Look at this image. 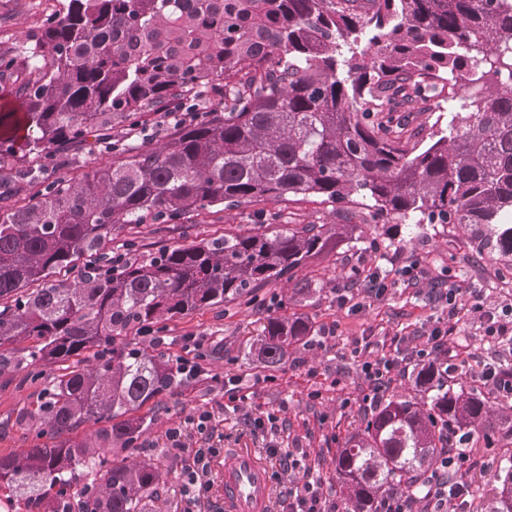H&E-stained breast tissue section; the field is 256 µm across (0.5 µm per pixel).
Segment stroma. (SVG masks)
I'll list each match as a JSON object with an SVG mask.
<instances>
[{
	"label": "stroma",
	"instance_id": "1",
	"mask_svg": "<svg viewBox=\"0 0 512 512\" xmlns=\"http://www.w3.org/2000/svg\"><path fill=\"white\" fill-rule=\"evenodd\" d=\"M63 0H0V15L8 21L0 25V48L22 44L27 34L36 31L46 12L61 8ZM288 216L297 224H333L337 218L328 204L318 198H295L278 203L257 202L235 209L212 208L186 214L181 224L146 222L139 228L115 232L112 250H120L127 241H135L139 254L147 255L164 246L182 244V225L192 228L197 239H208L227 231H240L256 224L273 223L276 215ZM474 251L467 231L457 224L441 227L423 224L413 234L403 225L381 224L375 234L358 243H346L337 253L310 263L308 277L322 282L320 294L309 302L293 299L288 287L263 289L257 301L207 308L172 320L161 329L164 351L185 357L201 366L205 378L182 387L177 392L150 402L142 409L151 420L143 437L144 452L124 451L123 459L157 461L168 474V482L148 505L149 512H183L185 503L178 477L192 462V449L215 448L219 454L210 461L206 479L208 489L201 496L195 512H224V457L241 448L252 449L273 477V502L287 498L296 486L290 474L280 471L278 461L269 454L273 448L304 449L312 464L319 468L323 489L328 495H341L336 473V450L345 439L362 429L359 403L367 382L351 356L355 338L371 337L376 356L392 354L402 348L405 357H415L422 348L423 336L441 315L425 296L436 280L446 278L459 287L477 288L484 294L487 310L512 306V279H503L501 263L491 256L466 263ZM417 262L426 271L419 290L396 288L386 299L375 301L354 314L336 302V290L342 287V274L354 267L379 275ZM304 313L318 327H332L336 335L322 347H293L282 367L265 372L246 360L239 348L257 336L270 317L289 318ZM203 340L202 347H192L190 337ZM467 346L470 358L460 370L465 389H474L496 402L498 395L481 379V366L490 360L512 363V344L491 348L482 336L481 319L473 317L460 325L448 342L449 348ZM38 383L24 381L22 374L0 375V456L35 443L41 425L18 422L20 407L36 398L42 385L59 375L58 366H46ZM238 381V390L246 399L232 404L224 393L226 379ZM281 410L285 423L278 434L253 429L248 413ZM206 411L210 421L206 432H198L193 417ZM181 425L186 450L180 456L169 455L167 430ZM512 455V441L500 439L490 447L476 450L485 471L467 498L466 512H479L480 504L495 485L502 459Z\"/></svg>",
	"mask_w": 512,
	"mask_h": 512
}]
</instances>
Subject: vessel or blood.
Here are the masks:
<instances>
[{
  "instance_id": "1",
  "label": "vessel or blood",
  "mask_w": 512,
  "mask_h": 512,
  "mask_svg": "<svg viewBox=\"0 0 512 512\" xmlns=\"http://www.w3.org/2000/svg\"><path fill=\"white\" fill-rule=\"evenodd\" d=\"M271 481L267 468L248 452L224 460L225 512H267Z\"/></svg>"
}]
</instances>
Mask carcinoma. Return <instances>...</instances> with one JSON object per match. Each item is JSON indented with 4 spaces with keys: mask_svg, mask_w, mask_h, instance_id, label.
Listing matches in <instances>:
<instances>
[{
    "mask_svg": "<svg viewBox=\"0 0 512 512\" xmlns=\"http://www.w3.org/2000/svg\"><path fill=\"white\" fill-rule=\"evenodd\" d=\"M26 43L0 51L35 132L28 167L0 138V373H65L19 415L55 444L0 457V512H73L81 478L79 512H145L161 468L109 454L141 448L139 411L189 377L128 335L283 281L305 301L321 284L301 272L366 233L258 224L138 258L132 241L109 248L121 228L313 196L338 212L362 202L368 223L460 224L512 267V0H67ZM213 89L224 108L206 105ZM165 112L190 116L139 143ZM92 148L112 160L69 173V152ZM316 335L305 314L270 317L244 356L274 371ZM409 379L421 398L382 401L336 452L345 512L423 486L447 433L464 448L512 437V414L491 417L456 374L418 360ZM497 479L487 512H512V457Z\"/></svg>",
    "mask_w": 512,
    "mask_h": 512,
    "instance_id": "carcinoma-1",
    "label": "carcinoma"
}]
</instances>
